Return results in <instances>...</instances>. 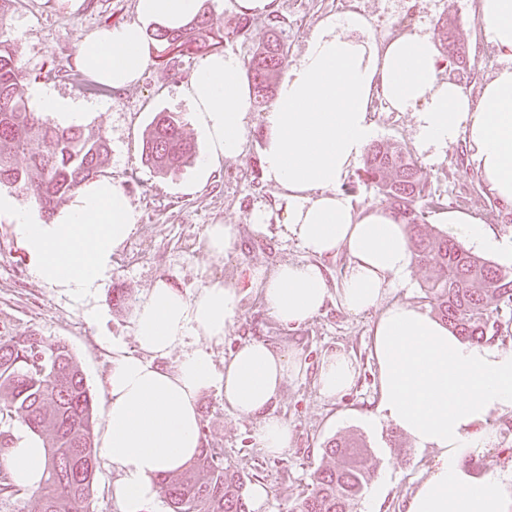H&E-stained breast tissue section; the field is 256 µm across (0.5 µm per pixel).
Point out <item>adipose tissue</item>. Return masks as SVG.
<instances>
[{"mask_svg":"<svg viewBox=\"0 0 512 512\" xmlns=\"http://www.w3.org/2000/svg\"><path fill=\"white\" fill-rule=\"evenodd\" d=\"M200 7L201 0H137L136 21L84 37L77 64L108 88L128 87L150 56L144 22L177 29ZM478 11L484 40L498 54L479 98L441 78L443 58L430 33L379 39L366 15L347 12L318 22L263 114L262 172L279 195L275 209L255 207L250 222L264 230L279 212L284 237L308 258L254 270L251 283L268 313L290 328L331 298L354 315L376 312L371 352L379 403L369 421L394 425L416 449L434 454L405 512H512V473L479 475L465 464L492 442L490 418L512 413V349L462 340L428 312L392 301V293L407 286L414 261L406 230L382 206L355 208L340 187L377 134L371 112L379 100L412 113L415 147L428 160L464 143L486 191L512 211V0H479ZM184 94L209 142L199 168L210 172L220 160L240 156L254 111L241 58L231 51L205 57ZM32 99L38 112L60 124L78 122L95 108L44 86ZM0 216L13 224L35 279L80 301L100 288L113 253L139 221L129 197L108 178L82 184L52 223L38 221L33 205L2 193ZM443 220L472 249L512 264V239L495 237L458 212ZM341 250L348 262L333 290L321 261ZM240 302L236 287L220 279L192 295L159 281L136 306L132 327L140 353L117 356L104 384L100 446L119 472L113 495L120 512H147L158 496L157 476L181 471L198 454V402L211 388L222 389L233 414L257 418L255 437L267 454L290 448L291 430L270 406L288 378L301 373L296 354L249 340L219 369L206 350L223 343ZM173 353L174 367L158 366ZM355 378L353 360L339 350L323 359L316 384L332 398ZM0 463L18 486L35 488L47 457L41 441L20 425Z\"/></svg>","mask_w":512,"mask_h":512,"instance_id":"obj_1","label":"adipose tissue"}]
</instances>
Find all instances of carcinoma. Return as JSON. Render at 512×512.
I'll list each match as a JSON object with an SVG mask.
<instances>
[{"label": "carcinoma", "instance_id": "carcinoma-1", "mask_svg": "<svg viewBox=\"0 0 512 512\" xmlns=\"http://www.w3.org/2000/svg\"><path fill=\"white\" fill-rule=\"evenodd\" d=\"M15 2L0 0V187L30 197L51 217L83 183L97 176L110 144L101 133L86 132L79 125L59 126L35 109L27 96L26 72L7 35L6 20ZM438 30L448 59L466 70V50L456 39L452 21L440 19ZM155 37L161 53L175 64L186 54L218 50L224 31L199 13L178 29H157ZM285 62L274 20L269 37L248 63L258 107L272 99L274 79ZM33 142L38 145L34 152L29 150ZM26 152V166H15L14 155ZM195 157V143L179 118L172 112L156 113L142 163L167 173ZM362 177L405 224L415 263L433 271L425 298L441 321L469 342L495 340L502 311L512 309V272L493 267L445 234L426 230L427 210L440 202L427 193L417 163L400 145L380 142L369 147ZM16 420L42 440L46 477L38 488L23 489L0 465V503L21 501L23 512H87L99 453L93 397L65 342L0 330V424L7 427ZM370 480L367 449L356 442L334 441L324 449L323 464L314 472L298 512H350ZM159 486L170 512H251L245 481L224 466L215 448L201 447L183 471L164 475Z\"/></svg>", "mask_w": 512, "mask_h": 512}]
</instances>
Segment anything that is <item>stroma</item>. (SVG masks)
Segmentation results:
<instances>
[{
  "label": "stroma",
  "instance_id": "stroma-1",
  "mask_svg": "<svg viewBox=\"0 0 512 512\" xmlns=\"http://www.w3.org/2000/svg\"><path fill=\"white\" fill-rule=\"evenodd\" d=\"M345 11L369 17L379 36L421 29L433 32L440 18L453 20L456 37L468 52L467 73L461 78L449 68L443 76L461 79L471 96H479L484 79L498 65L495 50L482 37L478 0H275L273 14L250 16L247 34L225 38L224 47L250 60L275 22L292 61L301 55L320 19ZM136 18V0H18L7 20L9 36L21 64L31 74L32 85L50 86L65 97L108 102L107 111L90 114L82 126L107 137L111 152L101 174L123 188L141 217L113 254L108 279L86 303L35 280L13 225L1 218L0 327L16 335L35 332L65 341L100 411L104 408L102 383L112 366L113 348L137 349L133 311L113 306V289L122 288L140 298L163 280L193 294L209 279L224 280L238 289L242 299L224 343L208 348L215 366L223 367L237 346L256 339L295 351L303 372L288 378L274 404L275 415L286 420L292 432L288 452L272 457L259 449L254 437L256 419L226 410L217 388L203 392L198 404L206 447L221 449L225 464L239 471L247 483L267 487L263 512H295L311 488L325 448L335 440L355 439L367 447L374 476L353 512H366L372 505L379 512H403L404 500L432 465L434 455L416 450L393 425L371 428L365 423L379 402L377 371L370 354L375 313L352 315L331 300L311 320L288 329L270 316L257 291L249 286L253 270H269L306 257L295 242L284 240L277 222H270L263 233L255 232L249 222L251 210L259 204H273L277 194L262 178V111L253 113L241 156L223 160L208 174L193 164L162 176L141 163L143 141L156 113H178L198 152L207 149L192 121L191 105L182 94L201 55L182 57L173 69L166 66L159 44H152L140 80L120 91L100 85L77 67L82 38ZM373 118L378 141L413 150L411 113L393 112L378 103ZM416 162L432 196L442 203L441 209L427 215L430 233H447V225L441 222L445 210L486 217L493 199L467 166L462 146L448 148L442 161L420 156ZM211 224L236 225L238 242L233 252L213 256L206 251L205 231ZM90 305L98 312L92 322L85 317ZM336 350L353 358L358 374L348 392L329 399L320 395L316 375L322 358ZM491 427L494 442L470 466L484 474L512 471V414L497 416Z\"/></svg>",
  "mask_w": 512,
  "mask_h": 512
}]
</instances>
